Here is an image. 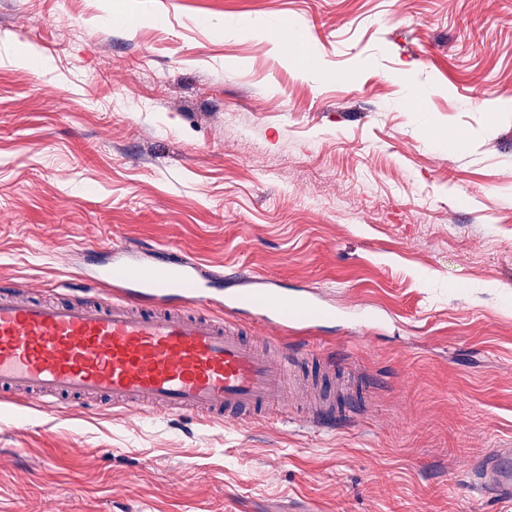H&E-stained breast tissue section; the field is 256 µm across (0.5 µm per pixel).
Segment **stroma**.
<instances>
[{
    "label": "stroma",
    "mask_w": 512,
    "mask_h": 512,
    "mask_svg": "<svg viewBox=\"0 0 512 512\" xmlns=\"http://www.w3.org/2000/svg\"><path fill=\"white\" fill-rule=\"evenodd\" d=\"M111 240L315 293L366 401L6 398L0 512H512L469 477L512 448V0H0V280L91 295Z\"/></svg>",
    "instance_id": "1"
}]
</instances>
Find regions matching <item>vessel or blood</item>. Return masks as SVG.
<instances>
[{
    "label": "vessel or blood",
    "mask_w": 512,
    "mask_h": 512,
    "mask_svg": "<svg viewBox=\"0 0 512 512\" xmlns=\"http://www.w3.org/2000/svg\"><path fill=\"white\" fill-rule=\"evenodd\" d=\"M102 249L110 262L82 267L79 276L110 293L36 301L27 289L0 287L1 394L37 399L46 411L75 398L121 411L190 412L222 425L352 417L335 395L310 391L318 368L335 358L283 339L292 318L313 313L311 298L257 288V276L242 271L233 277L252 284V294L225 291L223 271L179 250H160L147 274L137 251L114 241ZM242 313L260 335L244 337ZM472 473L481 488L512 501V448L489 450Z\"/></svg>",
    "instance_id": "vessel-or-blood-1"
}]
</instances>
